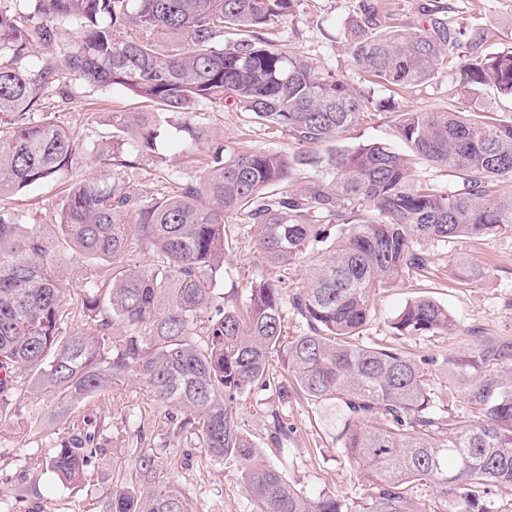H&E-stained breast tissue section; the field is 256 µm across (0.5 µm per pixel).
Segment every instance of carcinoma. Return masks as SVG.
<instances>
[{
    "mask_svg": "<svg viewBox=\"0 0 512 512\" xmlns=\"http://www.w3.org/2000/svg\"><path fill=\"white\" fill-rule=\"evenodd\" d=\"M293 0H0V419L41 398L63 430L40 439L38 461L64 486L88 476L104 453L111 415L76 413L112 403L136 378L169 409L167 425L193 447L234 462L256 512H345L332 492L310 497L266 460L242 425L257 388L282 404L301 392L344 406L341 442L376 492L363 512H421L404 491L433 483L460 512H491L490 488L512 486V336L472 341L445 359L447 396L462 397L472 420L434 430L424 362L393 347L361 342L372 299L410 272L425 271L429 244L512 234V117L486 114L487 89L512 97V53L460 50L461 31L440 18L411 27L381 19L365 4L346 33L354 64L394 96L439 75L459 79V101L403 112L398 135L412 156L384 143L334 145L371 111V93L257 35L288 15ZM118 91L154 108L111 113L108 135L79 138L47 109ZM224 106L256 125L288 133L300 151L228 152L194 113ZM188 132L182 154L200 175L178 173L170 194L130 190L123 175L159 146L169 115ZM327 146L323 155L303 148ZM90 157L109 175L82 172ZM444 166L457 183L442 191L414 178L412 158ZM316 169L298 192L299 166ZM66 186L56 225L71 248L105 263L95 276L67 268L82 285L87 328L67 330L59 242L8 199L49 183ZM249 210L271 272L246 289L217 288L229 250L224 219ZM309 282L293 312L308 332H288L281 283L311 247ZM153 251L150 269L129 263L132 245ZM457 281L487 273L469 256L453 259ZM396 336L458 330L448 308L429 297L395 315ZM287 358V373L271 358ZM292 428L272 413L271 442L283 455ZM140 472L160 457L133 452ZM96 512H192L174 482L126 483L97 496Z\"/></svg>",
    "mask_w": 512,
    "mask_h": 512,
    "instance_id": "obj_1",
    "label": "carcinoma"
}]
</instances>
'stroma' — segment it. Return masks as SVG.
Here are the masks:
<instances>
[{
    "instance_id": "obj_1",
    "label": "stroma",
    "mask_w": 512,
    "mask_h": 512,
    "mask_svg": "<svg viewBox=\"0 0 512 512\" xmlns=\"http://www.w3.org/2000/svg\"><path fill=\"white\" fill-rule=\"evenodd\" d=\"M379 14L394 13L414 25L428 18H450L467 34L477 35L481 54L512 51V0H370ZM359 0H296L293 11L272 27L261 30V37L282 48L307 57L334 72L352 87L371 89L374 104L364 120L346 133L343 146L382 142L406 151L396 131L399 113L429 111L445 106L458 97L459 84L442 76L401 97L390 98L381 87H369L365 75L350 61L345 42L346 27L358 10ZM141 105L121 93L105 97H85L61 113L59 120L82 138H97L108 130V114L114 110H140ZM196 121L214 128L227 149H277L294 151L288 137L272 128L251 123L248 113L215 106L199 112ZM181 132L169 129L165 142L166 163L147 162L126 175L131 190L138 193H167L169 176L182 168ZM62 185L50 183L14 200L25 223L38 224L46 236H54L56 213ZM224 237L230 250L224 265L221 287L224 291L244 289L268 273V266L257 248L255 225L242 212L228 216ZM429 271L405 276L394 285L380 289L373 300L374 317L363 340L375 347H396L416 359L426 361L432 392L439 394L436 413L440 429L470 418L463 398L442 399L448 385L444 360L467 342L466 330L483 336L512 335V236L482 240H461L451 245L430 247ZM466 252L484 261L489 272L480 282L464 287L455 280L450 255ZM426 296L448 307L463 333L459 336L396 337L390 322L413 298ZM115 407L128 408L134 422L123 425L112 421L106 451L96 461L85 483L63 486L37 462V439L51 431L49 411L43 400H24L20 416L0 422V496L21 495V512H88L95 496L119 486L135 475L133 451L149 448L161 452L164 443H178L190 455L180 466L160 467L157 476L186 487L194 512H253L236 465L207 458L191 447L185 436L170 434L165 410L152 400L145 385L132 379L121 384ZM280 404L269 391H255L245 412L246 430L270 461L278 452L269 441L271 414ZM288 421L294 434L288 438L290 452L284 471L290 483L308 495L335 492L349 512H362L374 493L366 471L350 463L336 440L335 408L305 397L288 399Z\"/></svg>"
}]
</instances>
